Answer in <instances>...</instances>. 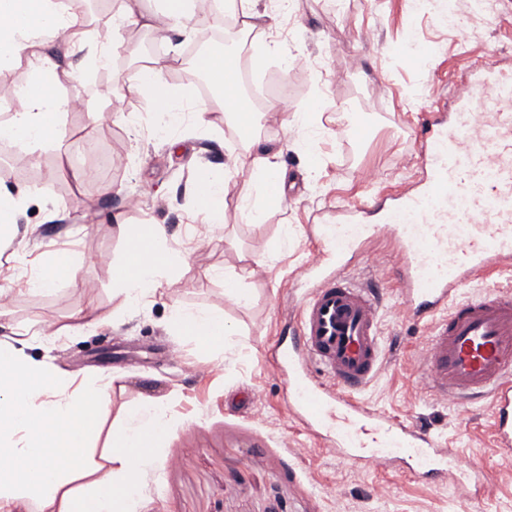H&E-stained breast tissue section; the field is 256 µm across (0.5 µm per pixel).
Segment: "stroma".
Wrapping results in <instances>:
<instances>
[{
	"mask_svg": "<svg viewBox=\"0 0 512 512\" xmlns=\"http://www.w3.org/2000/svg\"><path fill=\"white\" fill-rule=\"evenodd\" d=\"M225 54L243 58L253 81L290 75L291 58L307 62L290 112L310 110L307 123L284 128L278 110L255 112L251 127L224 112L197 117L201 95L189 73L197 35H172L156 50L148 29L112 33L108 66L65 37L52 42L60 82L51 94L94 100L98 111L60 109L55 137L35 154L0 143V169L12 171L8 188H36L18 218L12 241L0 244V287L16 269L44 267L56 253H77L81 287L27 293L9 304L0 340L29 332L26 356L80 379L111 380L112 421L146 398L164 401L171 427L156 448V465L143 477L137 512H512V455L498 453L490 435V404L460 405L425 393L421 355L427 323L401 314V295L386 245L368 242L350 261L355 281L382 286L379 331L383 366L363 393L372 406L404 415L429 430L442 447L488 481L480 494L452 481L430 484L397 471L364 469L319 451L288 410V394L271 349L288 331L287 313L297 270L318 247L313 211L364 204L422 176L414 130L428 104H447L453 84L487 58L512 76V0L492 10L472 0H288L271 34L233 26ZM279 50H265L268 40ZM178 53L164 73L179 96V123L156 127L149 93L124 85L125 72ZM344 118L349 136L340 138ZM101 141L112 163L97 183L75 182L66 160L79 137ZM260 139L287 144L286 199L263 197L264 219L254 223L242 203L247 178L231 180L224 223L206 224L195 184L201 170L223 169L232 154ZM377 182H364V169ZM151 193L132 211L128 199ZM160 224L168 248L188 253L170 287L118 312L113 269L125 258V228ZM261 266H253L254 258ZM252 275H243L245 266ZM249 294L239 306L224 296L227 281ZM220 314L231 334L213 353L170 325L173 303ZM85 322L82 335L62 327ZM257 401L231 412L241 392Z\"/></svg>",
	"mask_w": 512,
	"mask_h": 512,
	"instance_id": "stroma-1",
	"label": "stroma"
}]
</instances>
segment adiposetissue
I'll return each instance as SVG.
<instances>
[{
    "label": "adipose tissue",
    "mask_w": 512,
    "mask_h": 512,
    "mask_svg": "<svg viewBox=\"0 0 512 512\" xmlns=\"http://www.w3.org/2000/svg\"><path fill=\"white\" fill-rule=\"evenodd\" d=\"M82 0H0V70L25 61L32 84L19 97V106L0 121V142L42 144L55 133L53 117L60 100L45 87L57 80L59 65L50 50L47 34H62L76 47H84ZM141 0H123L114 17L116 27L142 25L170 35L187 31L194 15L183 9L140 10ZM199 65L219 74L225 109L250 120L251 109L240 98L228 59L212 55ZM168 61H154L151 68L130 73L129 85L147 88L171 122L180 113L174 95L161 78ZM283 147L249 146L231 157L223 172L207 173L198 191L209 224L224 221L223 196L231 178L248 174L250 184L262 189L282 187L286 169ZM127 258L113 270V294L123 307L154 293L163 280L186 264L182 253L166 247L163 227L150 225L126 232ZM80 264L76 257L54 258L25 282L27 291H50L60 284L78 286ZM174 325L196 338L208 350L224 347V320L206 309L173 304ZM111 400L108 383L99 379L73 382L49 364L26 357L21 348L0 342V512H129L139 499L143 474L154 464L147 454L168 433L170 419L161 400L149 399L130 409L123 425L105 428ZM104 437L99 458L87 457L90 442Z\"/></svg>",
    "instance_id": "adipose-tissue-1"
}]
</instances>
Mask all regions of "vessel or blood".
Listing matches in <instances>:
<instances>
[{"mask_svg": "<svg viewBox=\"0 0 512 512\" xmlns=\"http://www.w3.org/2000/svg\"><path fill=\"white\" fill-rule=\"evenodd\" d=\"M494 76V64L485 65L457 84L459 112L422 123L426 176L418 190L398 192L370 218L358 208L316 215L318 251L299 276L275 364L289 411L324 453L424 480L465 475L429 432L361 396L381 366L377 295L343 268L371 239L392 247L406 318L434 323L422 355L425 391L462 404L489 400L494 447L512 453V293H462L512 264V90L487 96ZM476 109L487 121L471 139Z\"/></svg>", "mask_w": 512, "mask_h": 512, "instance_id": "1", "label": "vessel or blood"}]
</instances>
